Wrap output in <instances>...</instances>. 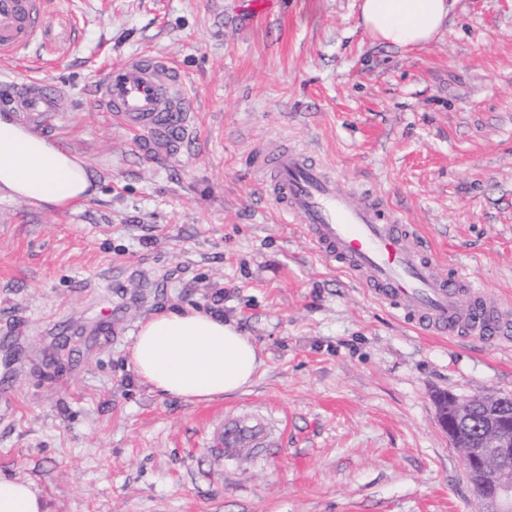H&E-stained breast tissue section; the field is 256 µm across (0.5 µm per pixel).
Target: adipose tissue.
Returning a JSON list of instances; mask_svg holds the SVG:
<instances>
[{"label": "adipose tissue", "instance_id": "1", "mask_svg": "<svg viewBox=\"0 0 512 512\" xmlns=\"http://www.w3.org/2000/svg\"><path fill=\"white\" fill-rule=\"evenodd\" d=\"M456 0H362L375 41L423 47L444 29ZM97 193L88 164L0 111V197L70 209ZM141 383L162 395L211 402L248 386L263 360L235 322L192 308L153 314L128 349ZM0 512H45L32 483L0 479Z\"/></svg>", "mask_w": 512, "mask_h": 512}]
</instances>
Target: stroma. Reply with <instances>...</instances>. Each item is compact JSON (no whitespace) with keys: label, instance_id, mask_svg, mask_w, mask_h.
<instances>
[{"label":"stroma","instance_id":"obj_1","mask_svg":"<svg viewBox=\"0 0 512 512\" xmlns=\"http://www.w3.org/2000/svg\"><path fill=\"white\" fill-rule=\"evenodd\" d=\"M49 0L0 110L26 84L59 110L26 125L84 158L74 209L0 198V479L46 512H482L435 398L512 394V342L423 335L260 201L256 154L307 151L342 188L419 228L440 276L512 308V0H457L422 48L374 42L360 0ZM171 59L192 143L114 124L91 85ZM235 321L263 365L209 403L140 383V321ZM265 426L226 457L224 424Z\"/></svg>","mask_w":512,"mask_h":512}]
</instances>
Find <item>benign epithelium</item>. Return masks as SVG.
I'll use <instances>...</instances> for the list:
<instances>
[{
  "label": "benign epithelium",
  "mask_w": 512,
  "mask_h": 512,
  "mask_svg": "<svg viewBox=\"0 0 512 512\" xmlns=\"http://www.w3.org/2000/svg\"><path fill=\"white\" fill-rule=\"evenodd\" d=\"M438 422L466 457V467L483 512H512V396L476 403L482 413L475 419L471 404L440 395Z\"/></svg>",
  "instance_id": "benign-epithelium-1"
}]
</instances>
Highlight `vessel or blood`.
Segmentation results:
<instances>
[{
    "instance_id": "vessel-or-blood-1",
    "label": "vessel or blood",
    "mask_w": 512,
    "mask_h": 512,
    "mask_svg": "<svg viewBox=\"0 0 512 512\" xmlns=\"http://www.w3.org/2000/svg\"><path fill=\"white\" fill-rule=\"evenodd\" d=\"M45 0H0V58L19 57L35 40ZM97 101L113 120L157 145L184 139L193 110L179 68L137 56L114 64ZM58 109L56 93L30 82L22 110L37 117ZM264 190L283 222L302 224L318 255L347 272L380 303L422 333L483 342L512 338V311L487 301L460 273L435 272V258L400 213L378 198L345 191L299 149L259 156Z\"/></svg>"
}]
</instances>
